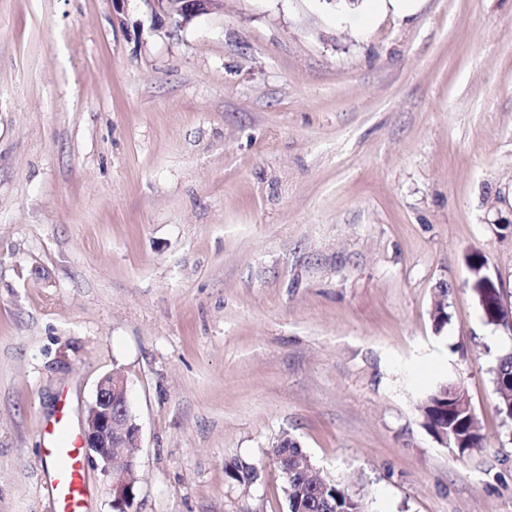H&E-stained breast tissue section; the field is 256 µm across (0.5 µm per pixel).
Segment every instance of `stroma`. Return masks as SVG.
Here are the masks:
<instances>
[{
  "label": "stroma",
  "instance_id": "35a3bbf8",
  "mask_svg": "<svg viewBox=\"0 0 512 512\" xmlns=\"http://www.w3.org/2000/svg\"><path fill=\"white\" fill-rule=\"evenodd\" d=\"M125 10L0 0V512H54L44 435L113 372L135 512H287L284 434L368 512H512V339L465 261L512 296V0H224L174 35ZM446 381L464 455L419 411ZM469 285L477 303L479 304L481 301L482 306L479 304V307L484 322L495 327V301L500 293L503 292V288L499 283L498 288H475V281L472 282L471 278L469 279ZM448 383H440L435 386L424 398L425 404L428 406L426 418L429 420L428 426H431V421L434 424L447 427L448 432L433 433L438 442L448 447V435L450 441L454 443L459 453H465L474 450L475 448H482L484 437L481 432L480 422L478 421V433H475L471 427L469 417L465 413L457 412L451 419L447 420L446 416L440 412L434 405L439 402L442 391Z\"/></svg>",
  "mask_w": 512,
  "mask_h": 512
}]
</instances>
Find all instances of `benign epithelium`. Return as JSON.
I'll use <instances>...</instances> for the list:
<instances>
[{"mask_svg":"<svg viewBox=\"0 0 512 512\" xmlns=\"http://www.w3.org/2000/svg\"><path fill=\"white\" fill-rule=\"evenodd\" d=\"M150 13L152 26L165 23L182 28L196 18L219 8L223 0H141ZM496 325L512 335V302L504 301ZM139 428L129 417L127 382L118 372L108 374L97 386L96 397L88 407L83 426V448L103 463L104 472H112L120 490H132V471L128 454L138 447Z\"/></svg>","mask_w":512,"mask_h":512,"instance_id":"1","label":"benign epithelium"}]
</instances>
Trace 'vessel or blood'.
<instances>
[{"instance_id": "obj_1", "label": "vessel or blood", "mask_w": 512, "mask_h": 512, "mask_svg": "<svg viewBox=\"0 0 512 512\" xmlns=\"http://www.w3.org/2000/svg\"><path fill=\"white\" fill-rule=\"evenodd\" d=\"M47 454L54 463L50 492L57 512H86L85 459L66 415H59L47 432Z\"/></svg>"}]
</instances>
